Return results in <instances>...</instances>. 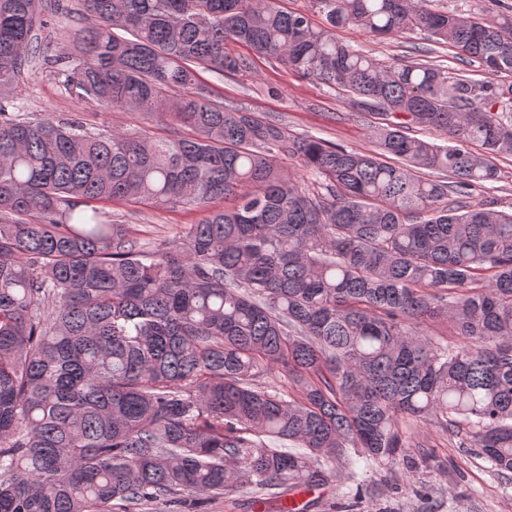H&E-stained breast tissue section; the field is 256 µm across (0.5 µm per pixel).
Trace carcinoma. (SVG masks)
I'll return each mask as SVG.
<instances>
[{
  "instance_id": "1",
  "label": "carcinoma",
  "mask_w": 512,
  "mask_h": 512,
  "mask_svg": "<svg viewBox=\"0 0 512 512\" xmlns=\"http://www.w3.org/2000/svg\"><path fill=\"white\" fill-rule=\"evenodd\" d=\"M81 2L92 25L53 59L59 82L191 135L9 111L68 6L0 0V512H206L341 468L357 505L356 459L393 470L407 419L512 473V210L475 196L500 178L491 159L512 156V5L312 0L319 27L277 0ZM346 26L424 32L492 79L375 59L336 38ZM230 42L347 92L376 119L374 149L213 99L198 69L248 66ZM116 200L205 215L151 247L93 206ZM430 321L468 344H442ZM277 164L288 170L295 179L299 181L302 187L319 190V182H321L312 172L302 167L297 159L294 158H277Z\"/></svg>"
}]
</instances>
